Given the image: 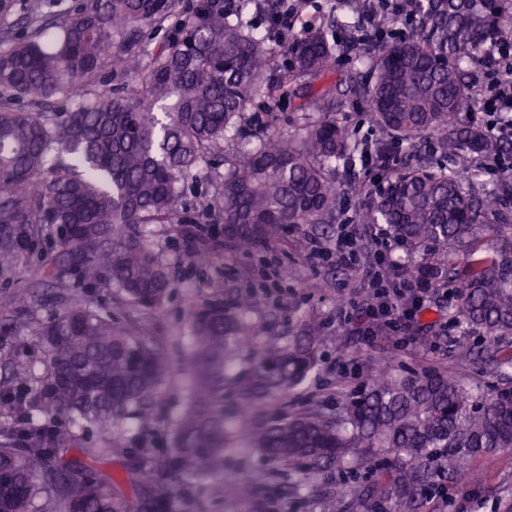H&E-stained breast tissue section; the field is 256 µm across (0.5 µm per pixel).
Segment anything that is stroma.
<instances>
[{
  "label": "stroma",
  "instance_id": "1",
  "mask_svg": "<svg viewBox=\"0 0 512 512\" xmlns=\"http://www.w3.org/2000/svg\"><path fill=\"white\" fill-rule=\"evenodd\" d=\"M33 2L7 0L6 8L0 9V49L33 34L26 22ZM304 93L302 85H294L292 94L272 114L264 101H255L246 114L248 123L272 121L283 131L293 130L300 122L298 106ZM210 167H202L185 182L179 209L186 221L179 229L167 224L142 229L148 243L168 261L176 282L163 304L142 311L108 290L93 292L121 327L151 338L175 363L173 375L159 389L158 413L148 428L130 421L114 429L111 458L92 463L96 471L116 480V497L126 504V512L138 510L128 457L134 452L159 456L171 447L173 420L187 398L184 376L191 366L187 337L194 313L223 297L227 289L260 294L263 324L272 331L298 330L304 319L321 326L316 368L307 381L271 404L269 418L283 419L313 407L335 413L345 395L358 390L380 368L400 377L448 376L474 401L500 387L502 380L493 362L512 354V336L491 342L449 327L444 317L428 329L414 324L401 333L362 332L359 317L372 300L369 273L374 260L357 253L344 262L335 255L337 239L354 228L357 195L348 197L332 231H323L317 224L291 226L275 242L245 255L225 237L223 224L202 217L216 197ZM199 247L210 252L209 263L189 261V254ZM60 257L57 237L45 235L28 242L18 251L14 268L0 275V342L17 358L37 364L42 353L35 343L20 345L16 325L48 320L71 299L70 293L52 287L47 277L49 262ZM386 463L379 456L365 459L347 474L333 468L315 475L277 473L257 450L234 440L224 447L223 476L210 477L191 497L178 502L174 512H325L328 495L367 484ZM465 467L472 476L467 486H458L447 476L436 479L417 495L415 512H506L512 504V449L470 456ZM241 480L257 485L254 501L241 503L228 493V486Z\"/></svg>",
  "mask_w": 512,
  "mask_h": 512
}]
</instances>
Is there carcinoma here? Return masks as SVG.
I'll return each instance as SVG.
<instances>
[{"mask_svg":"<svg viewBox=\"0 0 512 512\" xmlns=\"http://www.w3.org/2000/svg\"><path fill=\"white\" fill-rule=\"evenodd\" d=\"M176 0H91L74 13L31 21L45 40L0 50V272L13 269L17 246L43 227L55 229L65 262L50 272L58 288L76 275L96 288L154 310L175 287L165 259L148 245L143 224H182L180 187L214 152L224 154L220 221L243 254L289 224H334L348 192L368 189L354 222L385 224L388 235L422 255L418 275L437 288L454 285L448 322L494 341L512 335V176L485 181L448 165L462 154L502 159L512 146L467 116L475 102L469 71L488 44L512 39V0H399L387 15L370 0L349 5L348 43L358 14L373 10L378 45L332 68L341 46L323 26L288 35L280 52L292 66L274 78L264 37L228 18L219 0L189 8L177 36L151 45L145 32L172 16ZM406 32L388 37V26ZM110 59L112 80L136 89L110 99L75 87L94 81ZM336 82L316 84L331 74ZM298 78L308 91L298 109L312 116L284 133L244 122L252 103L275 107ZM370 111L383 137L353 139L339 120L343 97ZM25 98L35 108L18 110ZM54 99L68 112H49ZM414 161L391 158L404 145ZM488 239L493 253L475 257ZM262 299L238 292L195 315L194 372L174 420L173 448L135 460L144 512H165L192 486L222 468L225 440L239 436L273 468L315 472L343 468L368 454L394 469L350 500L329 498L327 512H372L395 497L411 510L414 493L439 473L462 470L466 455L512 448V381L472 410L460 385L436 374L370 376L334 416L317 410L271 421L267 407L304 382L319 361V326L305 320L292 336L265 331L253 316ZM43 368L17 359L0 388V418L17 413L34 424L20 433L0 427V512H47L50 494L63 512H122L112 478L67 456L54 427L95 428L112 455V426L154 420L153 397L173 372L160 349L117 325L112 313L78 299L35 332ZM247 372L233 383L241 414L224 412L226 372L244 349Z\"/></svg>","mask_w":512,"mask_h":512,"instance_id":"cac0c4a2","label":"carcinoma"}]
</instances>
